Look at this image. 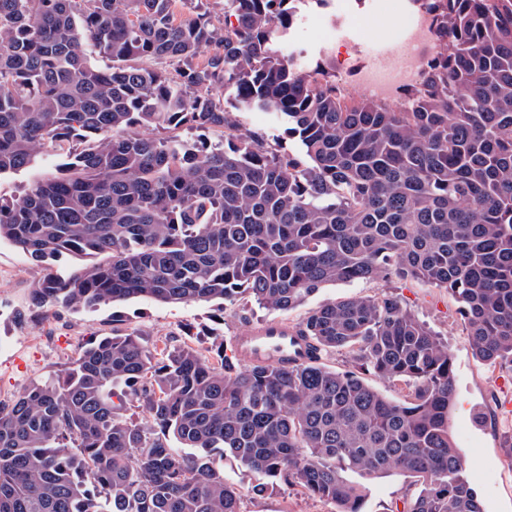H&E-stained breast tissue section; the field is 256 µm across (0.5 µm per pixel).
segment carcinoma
<instances>
[{"label": "carcinoma", "mask_w": 512, "mask_h": 512, "mask_svg": "<svg viewBox=\"0 0 512 512\" xmlns=\"http://www.w3.org/2000/svg\"><path fill=\"white\" fill-rule=\"evenodd\" d=\"M192 3L0 0V178L63 150L21 198L0 196V241L38 263L91 258L46 274L36 303L289 311L328 284L410 278L448 289L477 357L512 369V0H426L439 51L407 109L284 53L313 0H224L222 20ZM242 109L274 113L300 152L237 132ZM295 327L311 357L288 368L135 330L81 344L55 379L0 403V512H240L215 448L337 512H361L362 480L394 471L421 485L398 512H482L436 334L388 296L326 303ZM334 349L356 369L320 363Z\"/></svg>", "instance_id": "carcinoma-1"}]
</instances>
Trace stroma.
<instances>
[{"instance_id": "35a3bbf8", "label": "stroma", "mask_w": 512, "mask_h": 512, "mask_svg": "<svg viewBox=\"0 0 512 512\" xmlns=\"http://www.w3.org/2000/svg\"><path fill=\"white\" fill-rule=\"evenodd\" d=\"M238 129L257 133L285 152H298L289 136L265 112L236 115ZM7 241H0V401L7 403L35 382L49 380L86 340L113 330L137 329L148 344L188 345L201 351L231 345L234 336L272 321L295 324L311 309L348 297L397 298L448 344L455 373V401L448 424L461 448L466 475L483 512H512V372L478 358L458 304L446 289L414 280H375L328 285L304 306L271 311L255 302L165 305L135 298L75 311L59 304L37 305L33 289L46 271ZM215 465L241 495V512H336L333 503L310 496L300 485L249 470L231 456L213 454ZM262 494H253L254 486ZM363 512H390L395 502L416 496L412 478L394 472L367 484Z\"/></svg>"}]
</instances>
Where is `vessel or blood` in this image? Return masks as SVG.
<instances>
[{"label": "vessel or blood", "mask_w": 512, "mask_h": 512, "mask_svg": "<svg viewBox=\"0 0 512 512\" xmlns=\"http://www.w3.org/2000/svg\"><path fill=\"white\" fill-rule=\"evenodd\" d=\"M234 348L237 359L251 365L294 366L310 357L307 340L298 335L293 325L279 320L235 336Z\"/></svg>", "instance_id": "obj_1"}]
</instances>
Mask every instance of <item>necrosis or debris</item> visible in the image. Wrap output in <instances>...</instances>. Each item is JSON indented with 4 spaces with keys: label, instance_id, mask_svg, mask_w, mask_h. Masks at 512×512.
Instances as JSON below:
<instances>
[{
    "label": "necrosis or debris",
    "instance_id": "1",
    "mask_svg": "<svg viewBox=\"0 0 512 512\" xmlns=\"http://www.w3.org/2000/svg\"><path fill=\"white\" fill-rule=\"evenodd\" d=\"M354 17L341 0H328L322 14L312 19L313 24L327 30L321 52L337 83L356 87L370 98L405 107L406 92L421 83L427 63L439 50L430 14L420 9L405 15L399 27L398 51L385 63L365 52L356 35L335 36V28Z\"/></svg>",
    "mask_w": 512,
    "mask_h": 512
}]
</instances>
